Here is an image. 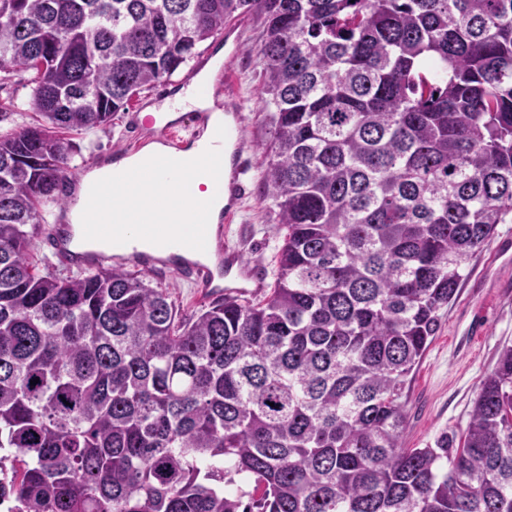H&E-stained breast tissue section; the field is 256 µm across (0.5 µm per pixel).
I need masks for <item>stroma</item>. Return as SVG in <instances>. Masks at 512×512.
Instances as JSON below:
<instances>
[{
  "label": "stroma",
  "mask_w": 512,
  "mask_h": 512,
  "mask_svg": "<svg viewBox=\"0 0 512 512\" xmlns=\"http://www.w3.org/2000/svg\"><path fill=\"white\" fill-rule=\"evenodd\" d=\"M225 29L237 41V58L232 79L238 88L240 107L246 116L243 137L255 170L266 163L265 145L271 139L270 116L261 94V66L255 54L262 28L251 16L229 21ZM31 75L25 71L0 72V135H7L35 123L31 108ZM173 91L169 81L142 90L126 110L117 113L105 129L76 136L80 150L73 159L76 176L106 165L113 157L131 154L145 137L139 115L160 104ZM512 238V223L496 228L492 241L473 257L456 299L441 312L440 329L408 388L407 426L404 445L421 448L446 431L462 436L483 377L492 370L498 348L512 342V261L496 256L498 241ZM230 246L248 261L260 264L268 280H275L274 256L282 234L274 222L272 204L264 199L259 183L250 193L228 233ZM151 287L165 289L181 321L194 320L208 306L207 299L176 274L150 273Z\"/></svg>",
  "instance_id": "1"
}]
</instances>
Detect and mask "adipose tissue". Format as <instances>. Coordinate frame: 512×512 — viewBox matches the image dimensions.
<instances>
[{
	"instance_id": "ef3b65f1",
	"label": "adipose tissue",
	"mask_w": 512,
	"mask_h": 512,
	"mask_svg": "<svg viewBox=\"0 0 512 512\" xmlns=\"http://www.w3.org/2000/svg\"><path fill=\"white\" fill-rule=\"evenodd\" d=\"M187 104L211 112L207 129L198 140L176 153L154 143L84 177L83 194L103 188L112 194V208L101 216V224L122 225L136 232L149 224L156 233L180 236L191 230L188 217L201 200L208 205L210 223L219 224L224 195L212 187L214 164L209 157L215 143L224 139V114L215 110L205 95L189 93L163 104L160 120L178 118Z\"/></svg>"
}]
</instances>
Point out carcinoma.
Instances as JSON below:
<instances>
[{"label": "carcinoma", "mask_w": 512, "mask_h": 512, "mask_svg": "<svg viewBox=\"0 0 512 512\" xmlns=\"http://www.w3.org/2000/svg\"><path fill=\"white\" fill-rule=\"evenodd\" d=\"M243 14L274 108L270 293L181 324L126 269L41 272L30 239L66 204L72 135ZM17 69L40 121L0 136V499L512 512V344L463 440L403 446L440 311L512 222V0H0V71Z\"/></svg>", "instance_id": "1"}]
</instances>
